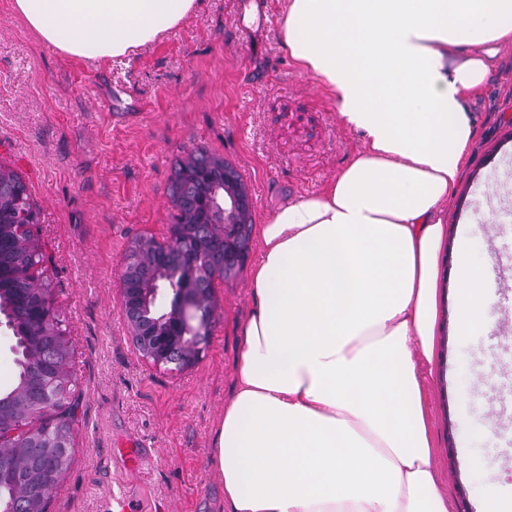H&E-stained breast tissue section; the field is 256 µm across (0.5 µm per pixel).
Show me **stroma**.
I'll list each match as a JSON object with an SVG mask.
<instances>
[{"label": "stroma", "instance_id": "35a3bbf8", "mask_svg": "<svg viewBox=\"0 0 512 512\" xmlns=\"http://www.w3.org/2000/svg\"><path fill=\"white\" fill-rule=\"evenodd\" d=\"M284 0H199L196 12L123 63L87 61L41 42L0 0V164L27 182L74 354L80 400L72 460L47 512H113L130 491L142 512H221L208 464L234 388L238 326L252 309L251 238L243 269L216 282V321L199 362L177 371L142 357L122 307L121 272L136 236L165 243L175 161L202 147L242 175L252 221L316 193L361 150L336 105L281 44ZM476 137L448 195L444 278L455 283L461 242L512 256V46L472 107ZM474 335L455 334L446 307L428 379L435 463L454 512H478L468 463L512 493V431L493 423L512 407V302L486 289ZM150 450L138 471L112 466L121 439Z\"/></svg>", "mask_w": 512, "mask_h": 512}]
</instances>
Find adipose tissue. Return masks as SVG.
Masks as SVG:
<instances>
[{"instance_id":"adipose-tissue-1","label":"adipose tissue","mask_w":512,"mask_h":512,"mask_svg":"<svg viewBox=\"0 0 512 512\" xmlns=\"http://www.w3.org/2000/svg\"><path fill=\"white\" fill-rule=\"evenodd\" d=\"M198 0H11L60 53L121 61ZM281 40L365 149L257 225L255 306L208 462L226 512H453L435 468L433 376L445 203L475 136L470 105L512 0H285ZM457 335L484 311L492 261L460 248Z\"/></svg>"}]
</instances>
